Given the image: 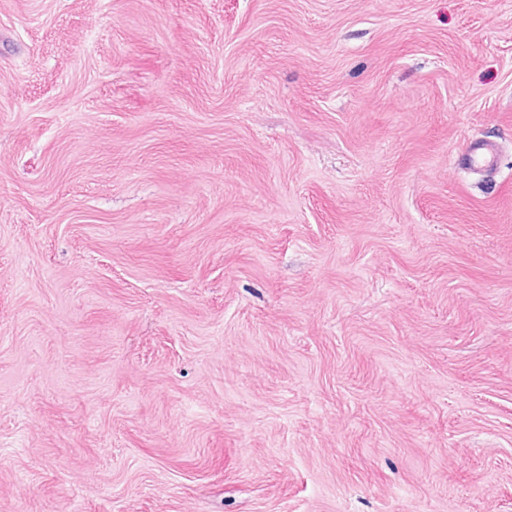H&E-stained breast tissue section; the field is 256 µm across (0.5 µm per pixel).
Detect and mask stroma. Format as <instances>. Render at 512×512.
<instances>
[{
  "label": "stroma",
  "mask_w": 512,
  "mask_h": 512,
  "mask_svg": "<svg viewBox=\"0 0 512 512\" xmlns=\"http://www.w3.org/2000/svg\"><path fill=\"white\" fill-rule=\"evenodd\" d=\"M0 512H512V0H0ZM465 155L473 165H479L485 168H492L496 161L494 149L483 142H473L467 145Z\"/></svg>",
  "instance_id": "1"
}]
</instances>
